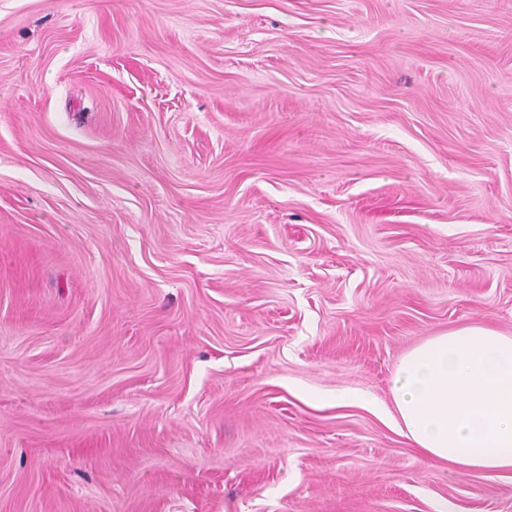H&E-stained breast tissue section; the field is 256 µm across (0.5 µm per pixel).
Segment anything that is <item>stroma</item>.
Wrapping results in <instances>:
<instances>
[{"label": "stroma", "mask_w": 512, "mask_h": 512, "mask_svg": "<svg viewBox=\"0 0 512 512\" xmlns=\"http://www.w3.org/2000/svg\"><path fill=\"white\" fill-rule=\"evenodd\" d=\"M512 335V0H0V512H512L389 380Z\"/></svg>", "instance_id": "35a3bbf8"}]
</instances>
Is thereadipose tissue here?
<instances>
[{"label":"adipose tissue","instance_id":"1","mask_svg":"<svg viewBox=\"0 0 512 512\" xmlns=\"http://www.w3.org/2000/svg\"><path fill=\"white\" fill-rule=\"evenodd\" d=\"M390 392L402 434L425 458L512 472V336L482 325L433 336L400 358Z\"/></svg>","mask_w":512,"mask_h":512}]
</instances>
